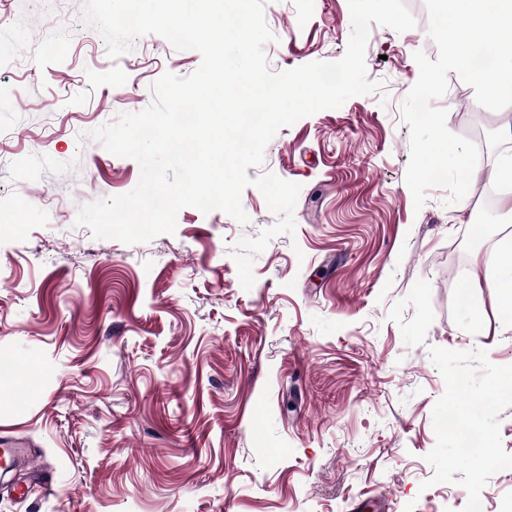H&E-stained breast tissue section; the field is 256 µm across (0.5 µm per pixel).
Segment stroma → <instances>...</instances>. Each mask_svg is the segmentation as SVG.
Instances as JSON below:
<instances>
[{"label": "stroma", "instance_id": "obj_1", "mask_svg": "<svg viewBox=\"0 0 512 512\" xmlns=\"http://www.w3.org/2000/svg\"><path fill=\"white\" fill-rule=\"evenodd\" d=\"M85 4L0 0V435L53 477L24 500L0 483V512H512V318L469 286L512 239L501 208L477 219L512 141L484 148L460 202L435 188L415 208L401 105L427 27L373 26L376 89L281 128L248 168L301 191L247 290L231 251L278 220L256 187L244 224L185 207L135 244L77 225L140 177L87 131L201 63L157 34L110 58ZM264 17L275 73L339 60L351 34L348 0H266ZM476 104L456 75L435 102L472 141L502 127ZM460 415L487 455L460 447Z\"/></svg>", "mask_w": 512, "mask_h": 512}]
</instances>
